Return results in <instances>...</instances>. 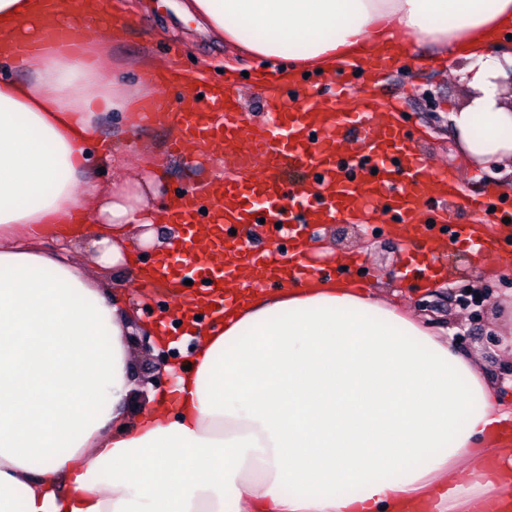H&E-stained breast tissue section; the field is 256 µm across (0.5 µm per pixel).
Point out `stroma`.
Returning a JSON list of instances; mask_svg holds the SVG:
<instances>
[{"mask_svg": "<svg viewBox=\"0 0 512 512\" xmlns=\"http://www.w3.org/2000/svg\"><path fill=\"white\" fill-rule=\"evenodd\" d=\"M117 9L99 24L100 31L111 35L112 50L124 62L122 78L129 82L144 76L143 59L150 58L158 70L202 81L223 80L225 72L237 74L241 105L251 122L265 119L258 85L254 79L263 70L261 60L240 53L233 46L214 40L182 16L180 0H112ZM412 60L401 61L398 71L389 77L390 93L402 103L404 129L413 135L426 154L431 168L445 169L457 177L461 194L482 192L488 186H500L512 206V174L504 170L476 172L462 160L448 126L451 108L464 106L472 92L460 61L435 59L434 48L424 45L413 49ZM107 128L127 125L125 139L113 142L112 151L133 174L141 166L154 167L161 182L160 202L178 192L201 187L223 175L221 151L215 146H186L184 152L171 150L172 129L164 122L149 123L113 114L105 119ZM310 243L325 249L318 263L325 268L336 265L340 255L357 254L363 271L358 278L380 296L394 297L413 313H421L429 295L420 291L418 277L407 273L403 252L407 243L391 237L383 219L368 223L344 220L309 228ZM451 259L446 275L435 293L443 309L436 326L446 328L455 347L479 362L489 373L499 396L512 404V270L499 265L493 257L481 256L450 245ZM93 277L144 321L170 304L169 296L157 293L152 300L141 297V284L124 268L92 267ZM479 292L478 305L466 306L454 301L449 292L459 287Z\"/></svg>", "mask_w": 512, "mask_h": 512, "instance_id": "35a3bbf8", "label": "stroma"}]
</instances>
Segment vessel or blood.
Wrapping results in <instances>:
<instances>
[{"label": "vessel or blood", "instance_id": "obj_1", "mask_svg": "<svg viewBox=\"0 0 512 512\" xmlns=\"http://www.w3.org/2000/svg\"><path fill=\"white\" fill-rule=\"evenodd\" d=\"M398 62V56L382 52L361 67L337 63V70L351 78L331 100L318 95V75L299 74L286 85L269 76L260 87L268 112L260 125L241 112L239 93L224 85L195 82L171 99L166 81H158L157 103L168 106L167 118L181 142L226 144L224 165L234 175L218 182L205 198L181 195L179 206L166 215L185 228L172 249L184 254L198 283L186 285L181 269L165 257L148 270L145 283L155 289L180 285L181 304L207 302L224 310L234 298L220 292L219 284L235 278L240 267L250 269L259 284L310 278L315 267L304 231L311 225L377 213L386 216L393 231L426 252H436L440 243L430 216L436 206L456 244L512 266V249L503 239L483 235L479 225L455 221L457 211L485 212L490 201L480 195L458 197L447 171L430 170L401 125L386 120L376 89ZM340 98L348 102V111H337ZM258 158L266 160L268 175H250ZM289 171L303 176L290 192L283 184ZM260 218L270 225L272 236L287 235L288 253L274 248L257 254L241 241L239 230Z\"/></svg>", "mask_w": 512, "mask_h": 512}]
</instances>
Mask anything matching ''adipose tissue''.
I'll return each instance as SVG.
<instances>
[{"label": "adipose tissue", "mask_w": 512, "mask_h": 512, "mask_svg": "<svg viewBox=\"0 0 512 512\" xmlns=\"http://www.w3.org/2000/svg\"><path fill=\"white\" fill-rule=\"evenodd\" d=\"M78 39L27 52L43 0H0V512H512V411L449 340L354 278L250 291L198 327L166 396L114 428L129 388V312L87 268L41 250L91 237L129 268L156 224L143 173L87 179L98 118L152 106L130 86L103 0H59ZM251 56L333 72L340 57L430 43L467 64L448 114L472 169L512 164V0H182Z\"/></svg>", "instance_id": "ef3b65f1"}]
</instances>
